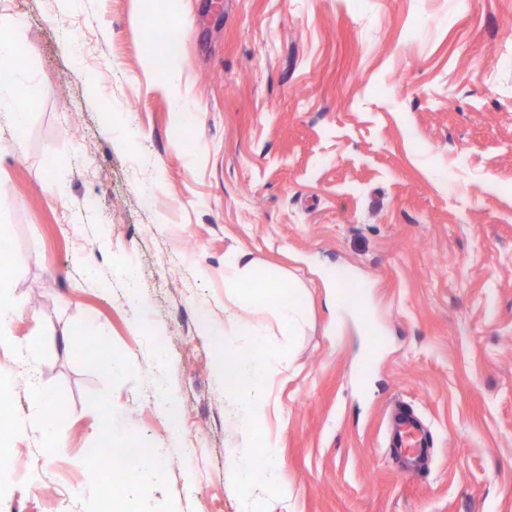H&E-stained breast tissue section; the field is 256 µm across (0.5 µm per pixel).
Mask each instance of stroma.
<instances>
[{"label":"stroma","mask_w":512,"mask_h":512,"mask_svg":"<svg viewBox=\"0 0 512 512\" xmlns=\"http://www.w3.org/2000/svg\"><path fill=\"white\" fill-rule=\"evenodd\" d=\"M4 6L24 22L5 71L28 114L0 135L10 334L38 343L68 414L65 452L16 440L0 512H79L112 432L166 451L129 512H243L239 417L201 323L281 336L225 290L232 252L309 304L264 422L292 497L265 512H512V0ZM153 13L174 35L163 76ZM92 322L125 374L79 354ZM0 391L25 410L3 348ZM400 403L432 433L415 473L384 448Z\"/></svg>","instance_id":"stroma-1"}]
</instances>
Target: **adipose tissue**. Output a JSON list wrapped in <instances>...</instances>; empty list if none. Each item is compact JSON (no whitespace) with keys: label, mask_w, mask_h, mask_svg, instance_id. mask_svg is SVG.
I'll use <instances>...</instances> for the list:
<instances>
[{"label":"adipose tissue","mask_w":512,"mask_h":512,"mask_svg":"<svg viewBox=\"0 0 512 512\" xmlns=\"http://www.w3.org/2000/svg\"><path fill=\"white\" fill-rule=\"evenodd\" d=\"M11 258L0 250V347L16 348L25 371L36 374L39 351L36 344L15 346L10 337V324L17 312V301L9 284ZM29 405L24 416H17L9 403L0 400V470L11 463V439L16 435H40L48 452L63 451L65 440L61 423L67 415L65 406L54 396L44 392L37 382L29 384ZM159 451L143 452L136 448L115 451L111 442H104L96 451V478L80 496L82 512H126L125 500L112 490L114 465L131 459V467L123 474L124 484H132L145 477L161 478L158 466Z\"/></svg>","instance_id":"adipose-tissue-1"}]
</instances>
